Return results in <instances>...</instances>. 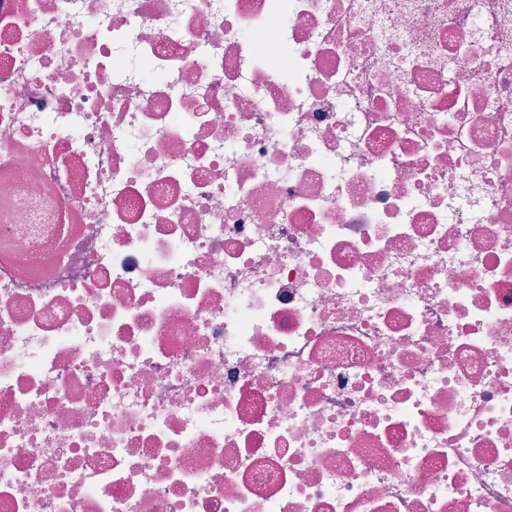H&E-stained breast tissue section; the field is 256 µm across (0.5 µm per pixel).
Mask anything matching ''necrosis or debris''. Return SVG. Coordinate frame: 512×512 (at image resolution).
Instances as JSON below:
<instances>
[{"label":"necrosis or debris","instance_id":"1","mask_svg":"<svg viewBox=\"0 0 512 512\" xmlns=\"http://www.w3.org/2000/svg\"><path fill=\"white\" fill-rule=\"evenodd\" d=\"M0 512H512V0H0Z\"/></svg>","mask_w":512,"mask_h":512}]
</instances>
